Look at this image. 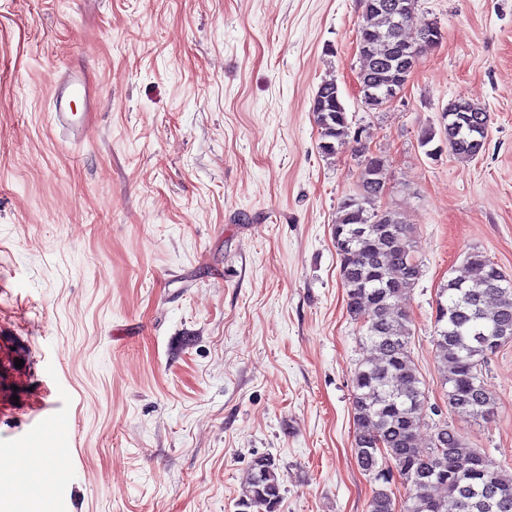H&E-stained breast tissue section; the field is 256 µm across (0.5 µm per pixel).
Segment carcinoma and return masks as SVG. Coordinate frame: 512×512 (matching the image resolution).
Returning a JSON list of instances; mask_svg holds the SVG:
<instances>
[{
    "instance_id": "cac0c4a2",
    "label": "carcinoma",
    "mask_w": 512,
    "mask_h": 512,
    "mask_svg": "<svg viewBox=\"0 0 512 512\" xmlns=\"http://www.w3.org/2000/svg\"><path fill=\"white\" fill-rule=\"evenodd\" d=\"M401 25L380 8L362 5L358 42L367 49L360 71L366 108L381 107L372 93L401 75L396 48L415 42L416 56L438 45L422 38L428 26L409 37L418 0H397ZM464 105L471 124L486 123L484 107L459 98L450 104L441 132L448 150L471 161L477 149L468 140L456 105ZM311 112L318 127L322 153H336V141L349 129L338 87L324 81L312 98ZM361 157L358 190L340 203L333 235L346 288L347 312L358 326L371 355L354 372L352 400L354 454L357 466L377 486L369 512H512V467L469 446L467 438L448 422L434 424L427 449L418 446L417 431L425 423V384L410 355V316L395 307L422 276V264H411L413 225L404 214L378 205L383 184L382 159H370L369 148L355 138ZM383 215L385 230L352 234L359 225ZM348 247H342V243ZM497 266L479 251L465 259L464 274L448 279L440 289L435 316V353L445 403L460 418L488 422L497 415V401L487 389L482 367L495 351L490 342H512V281L497 282ZM398 473L406 496L396 503L391 483ZM281 500L278 465L270 456L253 460L243 484L239 512H277Z\"/></svg>"
}]
</instances>
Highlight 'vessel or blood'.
I'll list each match as a JSON object with an SVG mask.
<instances>
[{
	"label": "vessel or blood",
	"mask_w": 512,
	"mask_h": 512,
	"mask_svg": "<svg viewBox=\"0 0 512 512\" xmlns=\"http://www.w3.org/2000/svg\"><path fill=\"white\" fill-rule=\"evenodd\" d=\"M98 93V82L86 72H60L51 88L52 129L55 134L75 143L84 140L96 121L94 102Z\"/></svg>",
	"instance_id": "b4317fda"
}]
</instances>
